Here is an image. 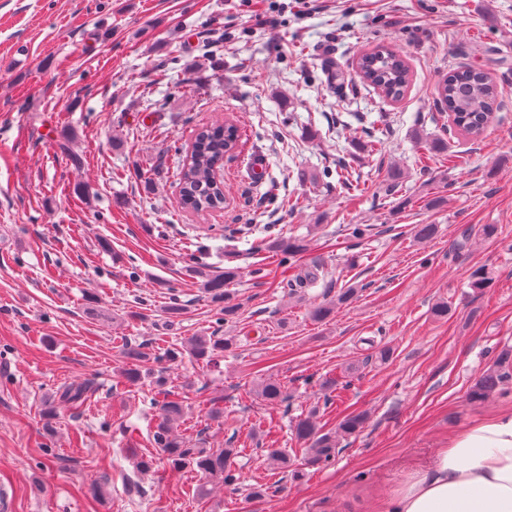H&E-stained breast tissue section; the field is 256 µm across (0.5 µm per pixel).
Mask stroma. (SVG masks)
<instances>
[{"mask_svg": "<svg viewBox=\"0 0 512 512\" xmlns=\"http://www.w3.org/2000/svg\"><path fill=\"white\" fill-rule=\"evenodd\" d=\"M280 2L261 23L260 0H0V512H373L374 494L449 434L512 406V382L467 398L512 349V0ZM389 43L414 72L397 102L355 75L361 50ZM464 64L503 91L480 142L436 103L438 81ZM224 119L241 133L224 159L226 204L185 211L184 149ZM438 138L468 166L436 154L420 172ZM372 141L380 150H361ZM394 167L404 176L391 192ZM288 195L301 211L280 208ZM351 224L371 236L351 237ZM418 224L436 235L417 240ZM483 224L496 239L477 237ZM279 236L306 251L291 261L265 248ZM313 265L317 283L292 297ZM197 266L239 270L236 324ZM479 270L491 283L476 292ZM346 288L350 303L310 318L322 293ZM439 302L447 318L432 315ZM201 334L237 345L211 367L168 365L185 405L177 431L242 451L239 483L203 500L195 471L137 470L155 452L156 391L121 377L123 344L158 355ZM268 377L287 388L274 410L256 393ZM84 379L96 387L83 407L57 405L46 421L57 389ZM310 412L328 431L350 412L366 422L294 482L265 451L301 462L292 426ZM258 484L266 496H252Z\"/></svg>", "mask_w": 512, "mask_h": 512, "instance_id": "1", "label": "stroma"}]
</instances>
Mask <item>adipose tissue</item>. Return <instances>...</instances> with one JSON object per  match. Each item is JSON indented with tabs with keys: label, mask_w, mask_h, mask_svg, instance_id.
<instances>
[{
	"label": "adipose tissue",
	"mask_w": 512,
	"mask_h": 512,
	"mask_svg": "<svg viewBox=\"0 0 512 512\" xmlns=\"http://www.w3.org/2000/svg\"><path fill=\"white\" fill-rule=\"evenodd\" d=\"M376 512H512V408L449 435Z\"/></svg>",
	"instance_id": "1"
}]
</instances>
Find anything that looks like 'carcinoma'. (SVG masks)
I'll use <instances>...</instances> for the list:
<instances>
[{
	"instance_id": "1",
	"label": "carcinoma",
	"mask_w": 512,
	"mask_h": 512,
	"mask_svg": "<svg viewBox=\"0 0 512 512\" xmlns=\"http://www.w3.org/2000/svg\"><path fill=\"white\" fill-rule=\"evenodd\" d=\"M363 83L374 88L391 101L404 98L413 81V71L406 57L396 48L384 44L364 51L356 61ZM437 99L448 112L454 128L473 141L483 138L493 118L494 105L499 92L491 77L483 69L472 65H461L448 72L436 87ZM240 140L238 127L233 123H211L197 128L186 152L185 160L178 170L179 198L182 208L194 213H208L224 209V181L217 177L224 168V156L234 151ZM273 251L290 257L303 250L301 241L288 237L272 241ZM238 277L235 268L224 269V274L206 279L205 293L214 303L224 304V321L235 318L238 304L231 301L228 286ZM354 297L348 288L336 293L334 298H322L314 304L311 316L324 321ZM235 342L233 336H191L184 342L167 349L163 360L177 362L188 357L195 362L212 364L224 357ZM512 379V352L502 351L475 382L468 393L472 402H481ZM157 394L166 396L161 404V414L155 426L153 441L162 459L175 469L191 468L199 473L201 483L196 495L204 498L209 494L213 482L232 486L240 479L236 458L240 448H194L181 435L174 432V425L183 417V404L167 398L165 371H157L154 380ZM92 392L86 382H71L62 385L56 392L59 402L77 409ZM258 395L270 406L281 405L286 399V389L275 379H265L258 384ZM364 424L361 414H347L338 423L335 431L321 432L315 414L297 419L293 425L296 440L304 445V465L320 466L336 456L338 436H350L360 431ZM266 458L275 468L299 477L292 467L288 453L282 448L266 449Z\"/></svg>"
}]
</instances>
